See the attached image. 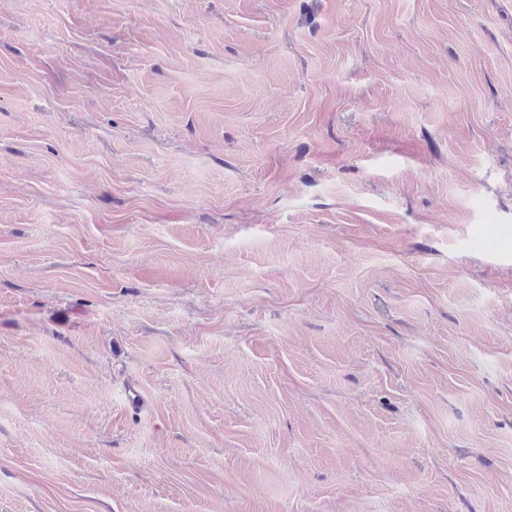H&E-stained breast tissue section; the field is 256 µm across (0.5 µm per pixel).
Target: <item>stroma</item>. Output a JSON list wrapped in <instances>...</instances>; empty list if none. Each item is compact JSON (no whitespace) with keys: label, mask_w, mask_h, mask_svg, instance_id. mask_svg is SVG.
Here are the masks:
<instances>
[{"label":"stroma","mask_w":512,"mask_h":512,"mask_svg":"<svg viewBox=\"0 0 512 512\" xmlns=\"http://www.w3.org/2000/svg\"><path fill=\"white\" fill-rule=\"evenodd\" d=\"M0 512H512V0H0Z\"/></svg>","instance_id":"obj_1"}]
</instances>
